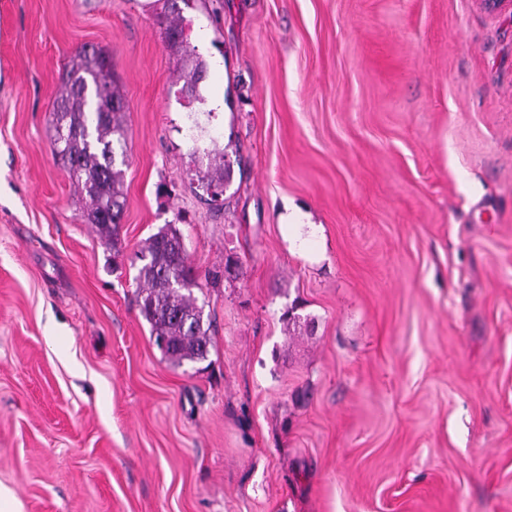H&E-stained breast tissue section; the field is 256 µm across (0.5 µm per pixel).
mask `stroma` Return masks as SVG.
Here are the masks:
<instances>
[{
	"label": "stroma",
	"instance_id": "stroma-1",
	"mask_svg": "<svg viewBox=\"0 0 512 512\" xmlns=\"http://www.w3.org/2000/svg\"><path fill=\"white\" fill-rule=\"evenodd\" d=\"M85 45L127 101L114 248L48 125ZM167 224L212 324L202 362H171L139 313ZM0 512H512V15L0 0ZM193 62L194 64L191 69L184 76L185 84L187 91L194 97V99L202 100L203 97L200 94V85L205 80L207 65L206 62L199 57H196ZM201 173V181L206 183L207 189H214L212 195L216 197L222 194L224 185L230 180V167L224 164V153L215 152L207 170Z\"/></svg>",
	"mask_w": 512,
	"mask_h": 512
}]
</instances>
